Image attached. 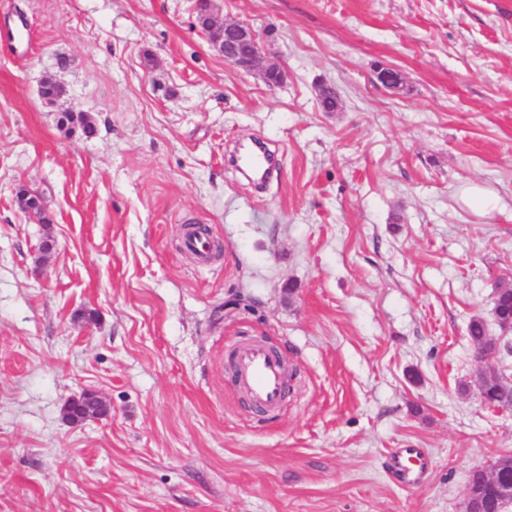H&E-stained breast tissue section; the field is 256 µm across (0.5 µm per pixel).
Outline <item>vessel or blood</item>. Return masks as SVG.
Segmentation results:
<instances>
[{
	"instance_id": "1",
	"label": "vessel or blood",
	"mask_w": 512,
	"mask_h": 512,
	"mask_svg": "<svg viewBox=\"0 0 512 512\" xmlns=\"http://www.w3.org/2000/svg\"><path fill=\"white\" fill-rule=\"evenodd\" d=\"M234 360L233 381L245 396L249 407L258 413L278 410L284 401L285 365L267 345L232 342L228 347ZM392 466L400 480L408 485L423 481L428 461L422 449L398 448Z\"/></svg>"
}]
</instances>
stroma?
I'll list each match as a JSON object with an SVG mask.
<instances>
[{
  "instance_id": "stroma-1",
  "label": "stroma",
  "mask_w": 512,
  "mask_h": 512,
  "mask_svg": "<svg viewBox=\"0 0 512 512\" xmlns=\"http://www.w3.org/2000/svg\"><path fill=\"white\" fill-rule=\"evenodd\" d=\"M192 6L0 0V512H465L472 470L512 456L467 336L498 335L512 284V0H215L275 89ZM253 140L278 167L261 193L225 160ZM470 183L498 206L467 208ZM189 223L219 257L183 250ZM240 336L286 358L281 411L230 385ZM86 388L112 413L70 424ZM395 448L425 449L423 484ZM205 10V22L198 27L204 32L211 44L224 56V61L246 72H257L265 79L269 72L279 75L278 84L282 83L286 73L280 64L270 61L265 56L263 46L247 24L234 21L223 22L213 11L210 1Z\"/></svg>"
}]
</instances>
